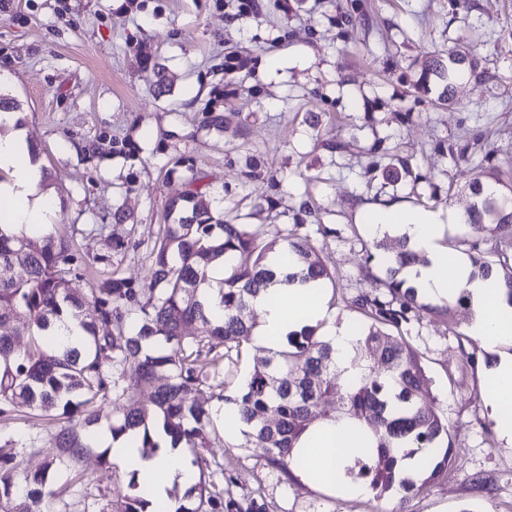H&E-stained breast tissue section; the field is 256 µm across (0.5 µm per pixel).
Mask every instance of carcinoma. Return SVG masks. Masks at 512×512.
Masks as SVG:
<instances>
[{"label":"carcinoma","instance_id":"1","mask_svg":"<svg viewBox=\"0 0 512 512\" xmlns=\"http://www.w3.org/2000/svg\"><path fill=\"white\" fill-rule=\"evenodd\" d=\"M473 61L450 48L429 69L446 81L444 100L454 99L463 66ZM204 177H191L192 190L167 204L168 224L152 249V275L145 288H134L112 274L86 295L71 287L75 260L73 237L51 231L30 236L0 226V325L11 324L29 336L19 350L14 338L0 335V417L32 414L61 423L56 459L75 464L91 451L99 426L100 403H122L112 421V438L136 431L141 447H159L149 423L162 427L173 448H210L220 441L202 395L226 385L225 362L240 356L241 342L251 338L255 324L247 315L251 300L276 281L269 267L272 249L247 224L214 215L205 201ZM477 176L470 184L473 202L466 213L462 243L473 274H496L512 306V184L503 192ZM284 242L302 267L303 278L335 283V275L312 252L307 238L290 231ZM365 269L376 259L384 263L381 277L365 274L370 289L354 299L367 321L353 323L356 336L352 364L359 374L347 380L336 353L313 326L288 336L285 348L266 357L234 390L224 391L233 418L246 425L240 448H254L284 475L300 464L293 454L303 433L320 417H345L365 427L372 439L366 456L347 461L343 476L369 483L376 496L397 490L408 494L438 478L452 462L448 420L436 407L420 356L393 339L422 312L444 317L454 309L469 315L468 296L458 288L448 301L432 303L419 295L407 269L419 256L404 235L384 232L365 244ZM224 278L217 293L224 318L215 321L200 301V288L210 283L208 270L221 260ZM69 319L83 332L80 348L48 345L55 321ZM112 324L100 333L99 325ZM196 324L198 335L185 327ZM151 389L148 401L140 392ZM332 395L335 407L320 412L319 403ZM15 448L0 446V512H53L47 490L54 461L40 460L24 475L13 471ZM424 460L414 478L405 461ZM198 483L186 491L175 512H257L254 501L224 504L216 476L202 459ZM131 493L107 500L106 512H146L137 495L136 473Z\"/></svg>","mask_w":512,"mask_h":512}]
</instances>
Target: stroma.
Wrapping results in <instances>:
<instances>
[{"instance_id": "35a3bbf8", "label": "stroma", "mask_w": 512, "mask_h": 512, "mask_svg": "<svg viewBox=\"0 0 512 512\" xmlns=\"http://www.w3.org/2000/svg\"><path fill=\"white\" fill-rule=\"evenodd\" d=\"M235 16L225 0H0V93L17 99L54 227L72 235L89 290L107 271L133 287L151 275L150 253L170 199L204 175L225 219L272 247L301 225L335 274L322 333L360 317L363 216L379 204L466 211L477 171L512 160V0H255ZM459 48L478 64L441 105L444 84L416 82L432 56ZM169 89L158 92L157 66ZM229 115L223 131L210 113ZM466 151L469 163L458 162ZM410 175L393 181L390 163ZM415 349L447 418L454 462L410 498L408 512H512V445L482 396L491 355L464 325L423 313L397 333ZM56 424L0 420V442L51 452ZM206 450L224 464V500L253 495L262 512H397V498L351 497L343 487L286 479L256 451ZM82 478L54 466V512H100L129 473L87 454Z\"/></svg>"}]
</instances>
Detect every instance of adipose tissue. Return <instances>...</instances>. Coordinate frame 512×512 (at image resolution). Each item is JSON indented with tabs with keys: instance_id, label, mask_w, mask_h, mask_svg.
<instances>
[{
	"instance_id": "adipose-tissue-1",
	"label": "adipose tissue",
	"mask_w": 512,
	"mask_h": 512,
	"mask_svg": "<svg viewBox=\"0 0 512 512\" xmlns=\"http://www.w3.org/2000/svg\"><path fill=\"white\" fill-rule=\"evenodd\" d=\"M0 169L9 173L0 182V224L34 234L50 232L49 217L57 208L55 200L40 194V174L33 162L25 136H0ZM374 232H384L388 225H401L411 246L424 255V263L415 266V283L433 301L447 298L451 285L464 286L470 294L475 313L467 325L469 335L486 347L494 348L512 340V307L503 296L495 278L472 277L468 261L448 253L439 245L458 219L435 212H407L393 207L371 214ZM260 324L253 336L255 344L267 354L283 349L288 334L318 323L326 314V296L315 283L294 281L274 284L254 302ZM354 429L346 419L321 421L309 428L298 443L297 453L303 457L301 473L310 479L335 484L348 455L354 449L350 436ZM97 444L109 448L113 462L137 475L140 496L150 505L170 504L173 487L189 489L197 481V472L179 449L171 447L166 437H159L154 454H145L135 434L120 438L101 433Z\"/></svg>"
}]
</instances>
